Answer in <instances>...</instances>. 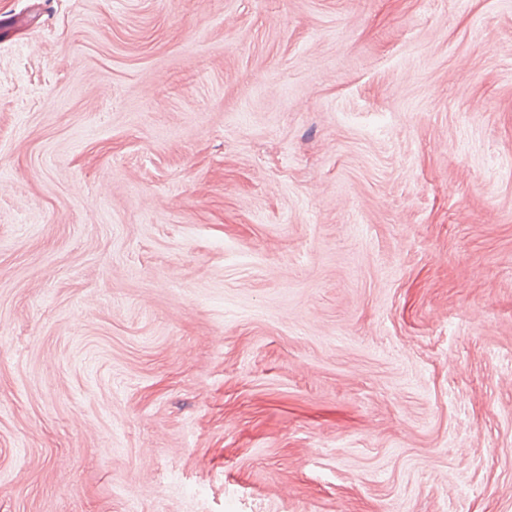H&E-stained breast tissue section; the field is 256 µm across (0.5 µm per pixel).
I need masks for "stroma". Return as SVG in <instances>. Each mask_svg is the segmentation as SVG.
I'll use <instances>...</instances> for the list:
<instances>
[{
	"mask_svg": "<svg viewBox=\"0 0 512 512\" xmlns=\"http://www.w3.org/2000/svg\"><path fill=\"white\" fill-rule=\"evenodd\" d=\"M0 512H512V0H0Z\"/></svg>",
	"mask_w": 512,
	"mask_h": 512,
	"instance_id": "obj_1",
	"label": "stroma"
}]
</instances>
